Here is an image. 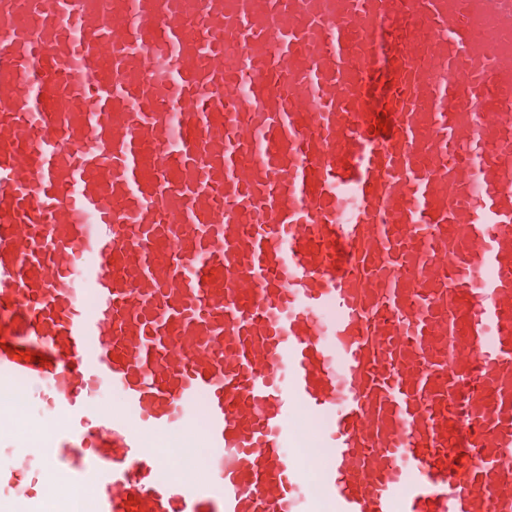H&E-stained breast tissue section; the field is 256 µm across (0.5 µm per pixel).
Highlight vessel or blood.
I'll use <instances>...</instances> for the list:
<instances>
[{
    "instance_id": "vessel-or-blood-1",
    "label": "vessel or blood",
    "mask_w": 512,
    "mask_h": 512,
    "mask_svg": "<svg viewBox=\"0 0 512 512\" xmlns=\"http://www.w3.org/2000/svg\"><path fill=\"white\" fill-rule=\"evenodd\" d=\"M11 387L0 512H512V0H0ZM318 422L317 420L301 416L297 425V437L303 448L301 449L308 455V462L312 467L311 461L313 458L320 454L321 448L318 447L316 433Z\"/></svg>"
}]
</instances>
